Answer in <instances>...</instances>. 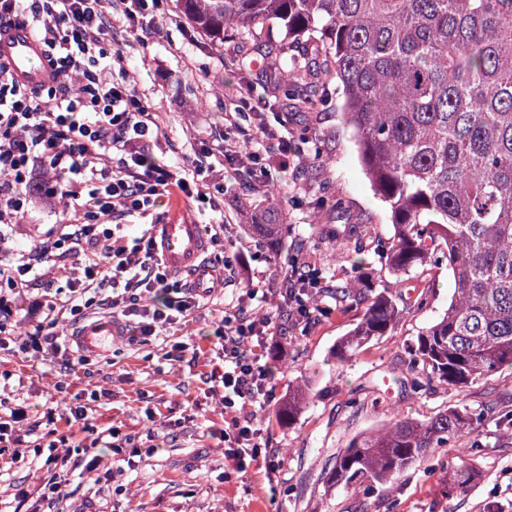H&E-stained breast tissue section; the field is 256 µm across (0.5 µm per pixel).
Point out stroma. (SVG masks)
<instances>
[{
  "label": "stroma",
  "mask_w": 512,
  "mask_h": 512,
  "mask_svg": "<svg viewBox=\"0 0 512 512\" xmlns=\"http://www.w3.org/2000/svg\"><path fill=\"white\" fill-rule=\"evenodd\" d=\"M156 15V29L142 34L146 48L129 50L124 68L157 114L168 159L191 164L196 152L222 133L238 153H246L260 122L286 137L291 150L274 160L272 183L259 186L246 173L231 181L234 196L220 205L224 241L209 246L207 255L232 256L233 270L212 302L170 329L164 340L116 345L92 359L88 369L67 376L60 356L0 352V373L23 377L22 398L31 410L54 401L71 403L104 387L111 395L98 407L95 427L112 423L139 440L155 437L154 453L123 466L109 487L74 473L68 495L51 512H512V367L461 390L439 386L421 396L406 384L409 345L447 309L453 294L447 266L406 279L388 273L378 255L366 250L374 279L404 310L391 333L370 341L351 360L333 355L363 310L336 306L325 289L349 280L351 259L364 242L335 244L324 227L368 224L381 239L392 235L389 210L374 195L342 122L341 96L329 94L311 107L270 97L263 62L243 63L247 44L234 31L225 32L218 50L182 18L177 0H161ZM243 85L253 87L261 112L246 114L238 129L225 131L224 108ZM317 144L324 147L325 163L314 160ZM334 192L343 199L342 210L317 216L320 196ZM276 209L287 215L288 240H308L306 258L322 276L314 294L323 310L308 326L288 320L281 309L283 260L273 258L263 239L245 228L248 214ZM65 219L58 202H41L18 225L16 245L38 247ZM417 295L422 305L406 308L407 297ZM223 310L251 318L268 313L274 326L260 360L268 372L269 400L254 419L262 453L240 470L224 457V413L211 392L210 375L218 363L215 330ZM177 342L186 345L183 359L167 360ZM298 384L307 389V404L292 425L281 424L276 411ZM492 402L497 413L478 425V450H470L466 439L449 443L430 461L367 494L328 486L337 455L357 435L384 427L391 408L420 419L453 408L471 412ZM148 407L154 420L145 417ZM463 459L474 468L475 480L465 491L444 495L442 472ZM44 475L39 464L13 462L1 451L0 512H14L19 489L38 495Z\"/></svg>",
  "instance_id": "35a3bbf8"
}]
</instances>
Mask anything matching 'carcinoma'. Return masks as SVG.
Masks as SVG:
<instances>
[{
	"instance_id": "obj_1",
	"label": "carcinoma",
	"mask_w": 512,
	"mask_h": 512,
	"mask_svg": "<svg viewBox=\"0 0 512 512\" xmlns=\"http://www.w3.org/2000/svg\"><path fill=\"white\" fill-rule=\"evenodd\" d=\"M184 18L224 47V27L256 46L269 88L292 75L310 102L331 80L375 194L387 204L393 236L378 250L388 272L431 271L448 260L454 291L443 316L408 348L407 383L416 394L465 388L512 365V0H179ZM271 22L285 31L264 38ZM322 60L301 75L298 45ZM251 224L273 255L284 248L286 215ZM357 289L336 286V305L361 306V321L336 344L339 360L391 331L400 310L376 291L362 262ZM306 391L288 392L281 421L293 420ZM494 413L447 409L424 420L398 409L380 431L336 457L330 486L385 484L437 448L466 437ZM466 461L442 478L445 493L473 480Z\"/></svg>"
}]
</instances>
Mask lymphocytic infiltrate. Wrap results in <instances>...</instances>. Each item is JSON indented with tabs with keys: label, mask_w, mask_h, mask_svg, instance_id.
I'll return each instance as SVG.
<instances>
[{
	"label": "lymphocytic infiltrate",
	"mask_w": 512,
	"mask_h": 512,
	"mask_svg": "<svg viewBox=\"0 0 512 512\" xmlns=\"http://www.w3.org/2000/svg\"><path fill=\"white\" fill-rule=\"evenodd\" d=\"M112 0H0V25L29 24L53 70L49 87L18 83L0 61V349L58 351L60 330L90 313H120L128 345H143L182 323L199 309L196 289L174 279L159 260L150 231L132 237L125 219H140L168 205L172 197L197 207L212 206L227 189L226 173L213 154L236 158L230 145L203 148L188 168L160 163L163 143L155 114L127 80H114L124 49L112 42ZM50 175L52 195L74 211L34 251L12 247V237L36 197L33 182ZM50 265L69 275V294L28 304L29 276ZM163 292V304L150 302ZM270 318L246 321L225 313L218 337L224 369L212 372L213 391L230 417L223 438L225 458L237 468L261 450L252 427L253 409L265 405L267 381L254 338L264 336ZM13 382L0 383V444L31 448L47 479L39 499L49 504L64 495L71 469L73 425L88 424L92 402L67 406L65 415L47 408L48 441L35 439L23 408L12 407ZM66 430H59L58 421Z\"/></svg>",
	"instance_id": "1"
}]
</instances>
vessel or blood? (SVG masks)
Here are the masks:
<instances>
[{"mask_svg": "<svg viewBox=\"0 0 512 512\" xmlns=\"http://www.w3.org/2000/svg\"><path fill=\"white\" fill-rule=\"evenodd\" d=\"M0 59L9 64L16 79L24 85L47 86L52 82V69L42 44L25 24L0 27ZM153 237L162 261L172 273L187 276L201 293L216 286V271L206 258L203 227L188 214H181L173 222L155 225ZM122 335L120 325L106 318L79 328L73 339L81 351L99 354L117 343Z\"/></svg>", "mask_w": 512, "mask_h": 512, "instance_id": "1", "label": "vessel or blood"}]
</instances>
